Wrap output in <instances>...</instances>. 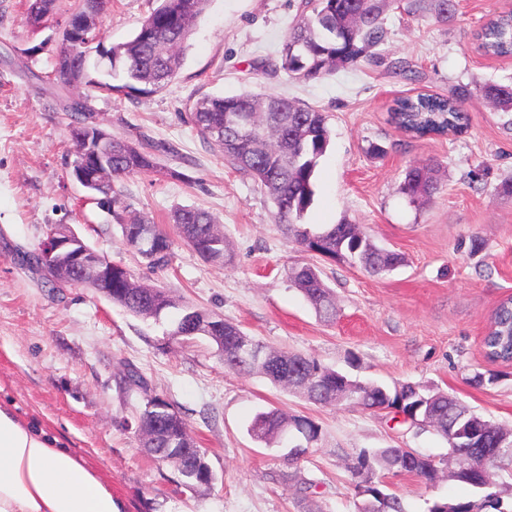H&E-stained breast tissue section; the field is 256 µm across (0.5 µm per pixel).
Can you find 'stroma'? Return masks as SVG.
I'll list each match as a JSON object with an SVG mask.
<instances>
[{
  "label": "stroma",
  "instance_id": "stroma-1",
  "mask_svg": "<svg viewBox=\"0 0 512 512\" xmlns=\"http://www.w3.org/2000/svg\"><path fill=\"white\" fill-rule=\"evenodd\" d=\"M301 0H209L175 77L162 89L107 94L77 88L94 121L136 145L169 150L161 174H135L120 188L173 240L170 266L150 271L126 246L119 226L70 176L76 159L67 121L56 108L51 53L28 47L59 41L76 6L56 0L32 29L25 0H0V401L57 438L112 486L119 512H357L346 467L361 451L388 446L431 456L448 452L432 430L391 410L319 406L257 375L225 370L207 342L167 346L174 314L145 321L86 288L56 292L24 261L54 224L70 225L136 279L167 288L180 303L212 310L269 345L310 355L361 382H413L448 391L493 422L512 428V364H491L482 338L496 306L512 296V130L479 101L464 134L412 138L389 121L401 95H445L512 82V58L482 55L473 35L512 0H458L454 24L393 10L377 64L360 63L305 81L279 67ZM160 0H111L97 29L105 45L129 40ZM243 92L277 93L325 112L331 140L316 175L309 224L361 225L375 243L402 253L403 266L374 277L361 267L309 258L272 220L273 203L203 141L187 116L196 101ZM432 164L441 190L423 207L400 186L407 168ZM209 210L235 254L230 267L204 261L179 238L170 213ZM483 241L469 254L472 236ZM314 261L336 295L334 323L321 322L284 271ZM136 367L151 394L170 402L206 453L215 480L190 492L173 464L155 462L131 427L141 398L120 378ZM498 373L475 385V373ZM304 416L320 435L288 481L283 449L253 440L259 411ZM405 512H427L436 498L466 499L471 488L441 478L429 487L406 474L386 478Z\"/></svg>",
  "mask_w": 512,
  "mask_h": 512
}]
</instances>
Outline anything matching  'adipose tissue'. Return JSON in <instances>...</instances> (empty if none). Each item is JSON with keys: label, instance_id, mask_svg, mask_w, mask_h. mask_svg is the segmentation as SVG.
<instances>
[{"label": "adipose tissue", "instance_id": "ef3b65f1", "mask_svg": "<svg viewBox=\"0 0 512 512\" xmlns=\"http://www.w3.org/2000/svg\"><path fill=\"white\" fill-rule=\"evenodd\" d=\"M0 512H118L112 487L0 403Z\"/></svg>", "mask_w": 512, "mask_h": 512}]
</instances>
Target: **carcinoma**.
Instances as JSON below:
<instances>
[{"label": "carcinoma", "mask_w": 512, "mask_h": 512, "mask_svg": "<svg viewBox=\"0 0 512 512\" xmlns=\"http://www.w3.org/2000/svg\"><path fill=\"white\" fill-rule=\"evenodd\" d=\"M209 0H161L126 42L112 46V77L123 80L112 90L138 86L161 88L174 76L180 54L194 22L204 13ZM400 9L413 16H430L441 25L455 20L456 0H301L300 13L288 29L281 51L280 68L289 76L310 80L336 68L355 67L362 61L377 63V49L389 37L385 15ZM477 49L485 56L512 57V12L489 19L475 36ZM79 60L75 46L67 43L53 56V82L63 69ZM489 100L512 130V84H487L475 90L453 88L448 95L419 93L399 97L388 108L389 121L402 133L415 138L461 134L468 127V107L475 100ZM62 110L74 116L70 139L80 149L79 125L91 118L86 103L68 99ZM245 112L247 118L265 130L255 139L245 127L229 124V115ZM189 120L198 135L218 144L224 159L237 171L260 183L269 194L275 211L273 222L287 239L304 252L333 261L359 266L373 275L393 271L404 262L395 251L379 248L359 225L329 224L315 228L302 223L316 193L315 172L330 143V129L324 112L276 94L242 93L206 97L196 102ZM169 150L158 142L146 151L127 138L112 143V180L88 196L107 208L120 224L125 244L135 250L149 270L163 268L172 258V241L147 215L124 220L130 209L125 195L116 187L134 174L159 172L157 154ZM433 168L414 166L407 170L401 192L409 202L423 205L441 189ZM171 220L183 241L204 260L219 266L234 263V252L217 228L211 212L201 207L177 206ZM286 276L327 323L336 321L334 294L320 271L308 264L287 268ZM112 304L144 320L158 321L171 309L180 310L168 341L190 343L203 337L216 346L224 368L237 374H257L276 386L298 390L315 405L353 403L365 410L392 409L404 420L430 428L448 441L449 457L465 468L452 472L456 480L477 490L465 500L436 499L427 512H512V504L501 492L485 484L490 469L512 464V429L493 424L455 395L437 387L406 382L392 388L365 384L322 366L315 358L261 344L258 362L239 357L240 344L249 335L224 317L207 309L180 305L163 288L134 282L131 272L112 268ZM486 358L512 363V296L494 310L488 333L482 340ZM121 383L128 392L145 394L136 432L140 447L153 460L176 466L182 485L194 490L208 487L214 479L189 427L172 404L147 394V382L134 367L123 373ZM161 404L158 412L147 409ZM253 437L267 445H279L290 436L296 443L287 455L290 466H298L318 440L320 429L312 420L288 416L278 409L256 414L251 423ZM447 466L412 448L387 447L364 450L348 465L356 488L366 496L358 512H404L401 499L386 491L387 474H410L433 485Z\"/></svg>", "instance_id": "1"}]
</instances>
